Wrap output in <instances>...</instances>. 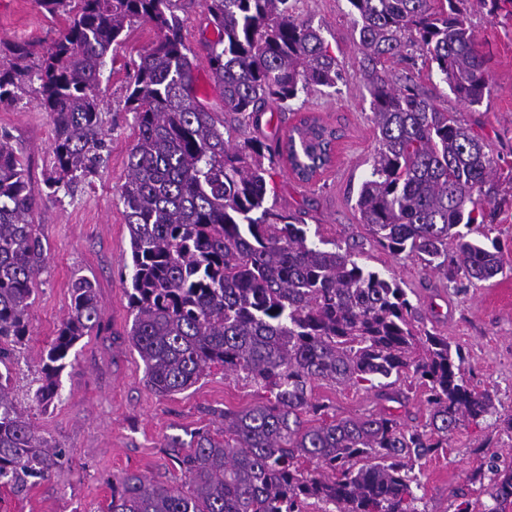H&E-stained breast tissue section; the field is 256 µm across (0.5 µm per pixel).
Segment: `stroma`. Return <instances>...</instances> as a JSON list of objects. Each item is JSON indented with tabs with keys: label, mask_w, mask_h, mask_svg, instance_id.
<instances>
[{
	"label": "stroma",
	"mask_w": 512,
	"mask_h": 512,
	"mask_svg": "<svg viewBox=\"0 0 512 512\" xmlns=\"http://www.w3.org/2000/svg\"><path fill=\"white\" fill-rule=\"evenodd\" d=\"M289 2L295 15L320 28L345 78L333 88L315 87L286 106L269 105L260 125L247 127L245 134L281 138L309 113L342 130L333 166L316 180L300 182L286 162L276 165L273 201L299 213L324 238L353 247L365 266L393 273L402 288L415 291L427 328L464 351L470 384L491 393L496 412L465 423L447 447L416 464V506L419 512H455L467 501L474 512H487L495 502L487 493L490 473L482 465L493 458L512 459V433L502 423L503 416L512 415V269L462 288L424 268L414 255L391 253L370 240L356 199L371 168L376 132L358 71L356 17L348 0ZM465 9L490 58L493 91L482 105L459 101L424 57L393 59L388 67L396 76L413 73L438 108L482 130L492 154L502 159V188L512 195V19L489 15L482 0H466ZM66 25V15L48 14L37 0H0L2 42L46 47ZM157 38L150 23H135L103 71L99 95L106 148L98 172L69 193L42 197L35 213L47 259L29 312V334L11 368V385L18 406L43 435L65 449L66 458L51 479L26 491L0 488V512H105L112 479L125 472L183 485L185 478L166 446L168 437L191 441L198 430L220 427L218 411L242 410L259 399L254 387L219 368L180 394L156 396L146 386L142 360L124 340L132 322L125 293L131 250L120 187L134 141L125 98L140 55ZM38 87L35 80L25 83L14 100L0 102V130L12 135L40 188L52 165L53 121L40 105ZM79 278L97 286L104 329L74 346L54 399L40 405L31 401L28 390L70 312L71 284ZM313 396L339 418L360 416L376 404L373 391L326 382L315 383Z\"/></svg>",
	"instance_id": "stroma-1"
}]
</instances>
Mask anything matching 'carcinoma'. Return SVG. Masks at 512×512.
<instances>
[{
  "label": "carcinoma",
  "mask_w": 512,
  "mask_h": 512,
  "mask_svg": "<svg viewBox=\"0 0 512 512\" xmlns=\"http://www.w3.org/2000/svg\"><path fill=\"white\" fill-rule=\"evenodd\" d=\"M348 2L378 130L356 202L360 223L379 247L407 251L450 282L495 278L506 266L501 247L471 234L474 224L494 223L507 201L498 159L481 133L439 109L414 77L396 78L386 67L413 50L436 65L456 98L481 105L492 93L489 58L464 0H439L437 8L433 0ZM38 3L69 24L41 53L30 43L0 49L9 57L0 64V100L27 79L39 81L40 105L54 123L45 186L55 193L103 163L98 89L108 54L138 21L158 33L125 99L136 133L120 187L132 261L126 336L147 388L175 395L220 367L265 393L246 409L224 410L218 435L200 430L188 446L169 438L186 489L127 472L112 478L107 512H304L312 498L335 512H418L415 463L447 447L466 421L494 413L492 396L470 386L461 350L426 328L395 277L367 268L348 248L313 240L302 217L268 202L276 162L313 179L332 161L335 130L304 118L284 141L241 132L259 124L268 103L344 79L320 29L295 16L288 0H203L216 33L201 42L221 92L216 112L197 96V52L171 0ZM40 196L1 131L0 486L15 492L50 478L65 457L10 391V366L46 261L34 220ZM70 307L29 390L38 404L56 395L69 351L101 325L91 280L73 282ZM409 371L427 394L429 433L385 407L327 421V406L313 397L317 381L365 384L379 400L401 405L407 396L398 380ZM490 473V512H499L512 499V465L493 461Z\"/></svg>",
  "instance_id": "1"
}]
</instances>
